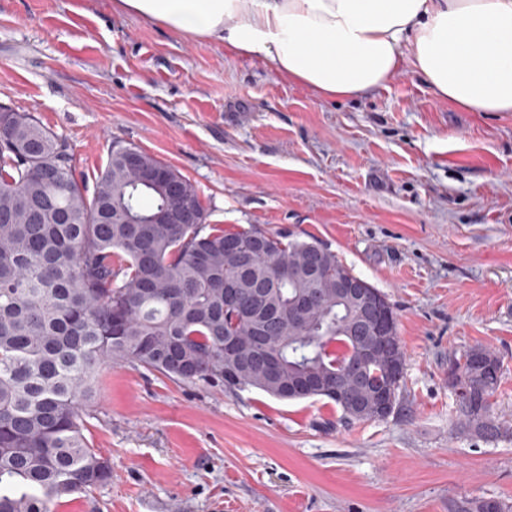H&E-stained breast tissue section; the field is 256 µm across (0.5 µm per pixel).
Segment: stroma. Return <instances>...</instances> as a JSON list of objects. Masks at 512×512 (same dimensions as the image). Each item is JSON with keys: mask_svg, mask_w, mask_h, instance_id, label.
I'll list each match as a JSON object with an SVG mask.
<instances>
[{"mask_svg": "<svg viewBox=\"0 0 512 512\" xmlns=\"http://www.w3.org/2000/svg\"><path fill=\"white\" fill-rule=\"evenodd\" d=\"M0 106L65 140L86 186L113 142L196 188L205 221L312 236L384 293L406 354L385 420L320 398L105 366L86 437L112 479L60 512H459L512 504V437L455 429L448 361L502 358L512 418V113L466 112L399 70L325 100L268 64L119 13L114 0H0Z\"/></svg>", "mask_w": 512, "mask_h": 512, "instance_id": "1", "label": "stroma"}]
</instances>
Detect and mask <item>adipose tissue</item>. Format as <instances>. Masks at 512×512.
I'll return each instance as SVG.
<instances>
[{"label":"adipose tissue","mask_w":512,"mask_h":512,"mask_svg":"<svg viewBox=\"0 0 512 512\" xmlns=\"http://www.w3.org/2000/svg\"><path fill=\"white\" fill-rule=\"evenodd\" d=\"M225 50L270 63L327 100L386 87L408 67L469 112H512V0H115Z\"/></svg>","instance_id":"1"}]
</instances>
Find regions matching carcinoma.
I'll return each instance as SVG.
<instances>
[{
    "instance_id": "cac0c4a2",
    "label": "carcinoma",
    "mask_w": 512,
    "mask_h": 512,
    "mask_svg": "<svg viewBox=\"0 0 512 512\" xmlns=\"http://www.w3.org/2000/svg\"><path fill=\"white\" fill-rule=\"evenodd\" d=\"M131 150L112 144L89 194L63 140L33 115L0 107V512H51L112 479L85 435L84 412L99 369L112 362L229 391L319 397L359 422L382 420L381 389L395 399L401 391L394 307L363 309L341 296L338 285L356 275L335 252L315 238L204 223L194 186L137 150L165 169L196 215L194 224H156L171 193L126 164ZM228 286L241 291L236 305ZM257 289L277 321L243 312ZM227 338L238 356L224 355ZM501 368L482 345L449 361L462 378H448L462 432L512 436V423L492 413ZM465 512L512 505L474 498Z\"/></svg>"
}]
</instances>
